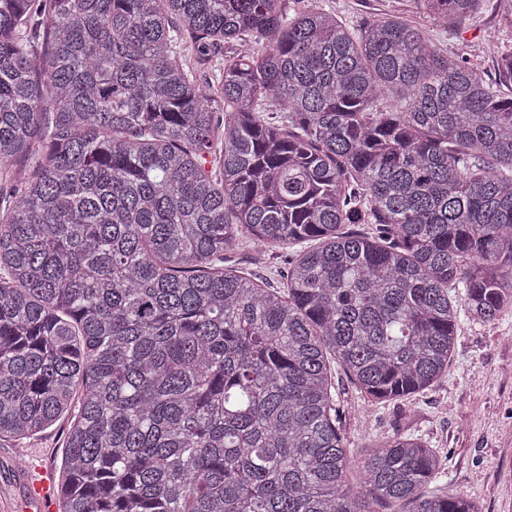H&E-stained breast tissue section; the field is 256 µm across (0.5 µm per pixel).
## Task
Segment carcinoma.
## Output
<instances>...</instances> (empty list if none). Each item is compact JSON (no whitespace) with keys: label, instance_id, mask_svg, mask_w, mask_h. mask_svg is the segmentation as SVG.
Returning a JSON list of instances; mask_svg holds the SVG:
<instances>
[{"label":"carcinoma","instance_id":"1","mask_svg":"<svg viewBox=\"0 0 512 512\" xmlns=\"http://www.w3.org/2000/svg\"><path fill=\"white\" fill-rule=\"evenodd\" d=\"M185 40L227 48L215 82ZM244 235L316 245L270 288ZM459 283L475 320L512 306V51L490 79L391 16L0 0V441L67 421L62 512H479L402 433L349 484L331 367L428 389ZM181 55L184 62L192 68L196 76L204 82H210L213 79L215 70L219 67L221 59L224 58L221 52L213 54L210 66L196 67V57L194 51L191 49L189 43L181 45Z\"/></svg>","mask_w":512,"mask_h":512}]
</instances>
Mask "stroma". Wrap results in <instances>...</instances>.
<instances>
[{
  "mask_svg": "<svg viewBox=\"0 0 512 512\" xmlns=\"http://www.w3.org/2000/svg\"><path fill=\"white\" fill-rule=\"evenodd\" d=\"M317 5L350 27L373 18L398 16L420 24L443 51L466 58L485 74L495 72L498 57L512 50V27L499 21L497 0H483L476 15L447 29L426 14L422 0H316ZM249 237H241L235 260L256 279L280 288L288 255L272 253L252 264ZM345 411L344 442L358 484L360 468L372 443L406 432L438 449L443 466L433 486L468 494L481 512H512V308L490 323L460 315L447 373L423 392L398 402L374 404L347 380H334ZM63 426L41 437L0 441V512H22L27 505L24 466L47 464L60 469Z\"/></svg>",
  "mask_w": 512,
  "mask_h": 512,
  "instance_id": "obj_1",
  "label": "stroma"
}]
</instances>
